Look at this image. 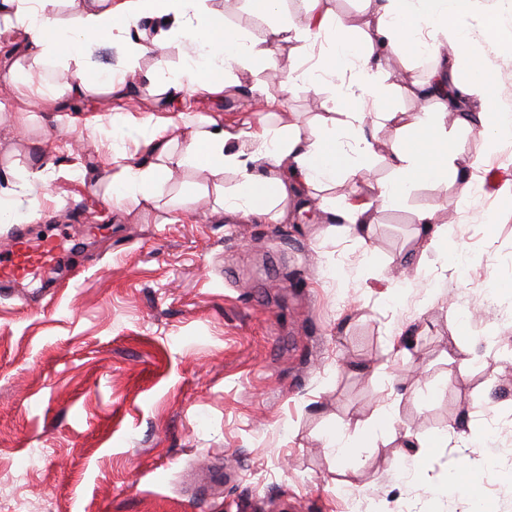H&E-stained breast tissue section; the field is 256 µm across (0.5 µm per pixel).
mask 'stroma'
Segmentation results:
<instances>
[{"label":"stroma","instance_id":"stroma-1","mask_svg":"<svg viewBox=\"0 0 512 512\" xmlns=\"http://www.w3.org/2000/svg\"><path fill=\"white\" fill-rule=\"evenodd\" d=\"M209 4L255 49L270 46L272 21L247 0ZM464 23L498 110L512 113V0H473ZM15 59L0 40V195L46 155L29 225L62 260L0 297V512H512V199L501 194L512 139L487 152L447 115L449 142L485 159L483 198L454 173L419 182L359 239L341 213L390 179L381 156L356 181L290 194L279 219L225 214L192 168L154 206L117 205L102 155L135 143L113 114L179 104L147 83L120 102L51 96L34 108L10 79ZM435 65L390 57L384 111H438L390 81L405 70L427 81ZM353 80L341 71L272 107L257 59L228 73L223 98L187 102L196 118L291 122L312 140L335 119L323 100ZM94 114L100 126H86ZM426 211L447 223L440 248L424 246ZM385 409L393 429L370 434ZM348 422L368 430L344 431L339 455L329 442ZM465 424L468 448L433 447ZM488 457L482 503L443 490L459 460Z\"/></svg>","mask_w":512,"mask_h":512}]
</instances>
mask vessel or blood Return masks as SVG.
Masks as SVG:
<instances>
[{"label":"vessel or blood","instance_id":"vessel-or-blood-1","mask_svg":"<svg viewBox=\"0 0 512 512\" xmlns=\"http://www.w3.org/2000/svg\"><path fill=\"white\" fill-rule=\"evenodd\" d=\"M59 260L52 241L33 244L27 229L15 226L8 246L0 249V288L12 287L32 270L56 266Z\"/></svg>","mask_w":512,"mask_h":512}]
</instances>
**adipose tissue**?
<instances>
[{"label":"adipose tissue","instance_id":"adipose-tissue-1","mask_svg":"<svg viewBox=\"0 0 512 512\" xmlns=\"http://www.w3.org/2000/svg\"><path fill=\"white\" fill-rule=\"evenodd\" d=\"M367 2L375 25L363 44L353 39L350 26L332 20L321 9V0H307L303 19L271 30L280 53L310 34L330 35L331 42L313 67L274 76L272 87L262 91L266 100L274 103L287 94L311 91L325 78L349 69L354 73L355 92L337 89L324 103L326 109L343 116V124L305 140L292 135L286 126L251 129L215 117L197 122L182 113L167 118L126 113L119 117L122 126L147 134L137 145L145 158L140 161L124 151L108 152L105 164L114 170L110 184L114 197L149 207L156 201L155 188L169 180L174 170L192 167L217 180L230 170L238 181L233 192L222 195L223 208L259 216L287 200L294 186L316 188L356 180L376 156V138L355 122L364 112L381 111L387 88L376 73L383 59L422 53L441 58L442 64L429 83L413 84L412 92L426 100H440L443 109L381 112L383 120L400 125L410 138L388 154L393 177L378 185L377 199L381 205H391L413 184L444 181L449 171L457 169L477 181L483 161L463 159L449 147L444 111L454 112L457 122L467 128H480L493 145L502 134L512 132V114L498 111L493 98L484 92L482 63L466 55L469 34L461 20L472 0H444L441 7L427 13L417 9L415 0ZM61 3L0 0V37L21 39L25 58L67 61L68 72L58 86L63 96L127 97L144 77L141 60L168 40L186 46V60L177 74L156 84V94L169 102L196 93L220 96L228 69L256 54L254 46L207 0H82L81 10L69 21L60 16ZM115 45L123 52L124 71L104 74L87 65L93 47ZM49 174L46 164L28 171L21 199L0 207V221L14 222L20 210L33 209L46 195Z\"/></svg>","mask_w":512,"mask_h":512}]
</instances>
